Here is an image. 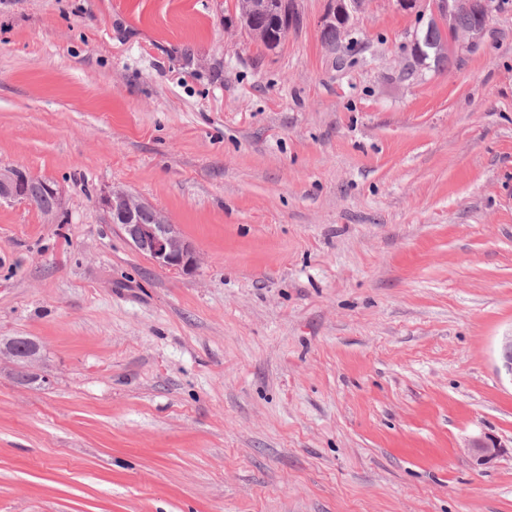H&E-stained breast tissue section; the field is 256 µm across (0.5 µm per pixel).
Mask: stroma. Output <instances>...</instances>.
Returning <instances> with one entry per match:
<instances>
[{
	"instance_id": "1",
	"label": "stroma",
	"mask_w": 512,
	"mask_h": 512,
	"mask_svg": "<svg viewBox=\"0 0 512 512\" xmlns=\"http://www.w3.org/2000/svg\"><path fill=\"white\" fill-rule=\"evenodd\" d=\"M235 3L0 0V166L63 198L0 204V336L43 354L0 369V512H512V0L411 74L398 0L351 61L326 0L273 51ZM99 204L107 213L110 224L120 229L134 250L148 256L158 267L179 269L184 273L197 269V253L176 225L151 203L123 188L113 187L99 198ZM142 212H149L152 220L148 213ZM140 213L143 224L139 221ZM40 350L39 343L31 338L16 336L3 343L0 340V362L4 358L11 360L17 377L32 381L37 378L33 370L41 359ZM466 448L472 462L482 466L501 455L505 447L494 437L484 435L470 439Z\"/></svg>"
}]
</instances>
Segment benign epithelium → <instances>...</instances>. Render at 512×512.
I'll list each match as a JSON object with an SVG mask.
<instances>
[{"mask_svg":"<svg viewBox=\"0 0 512 512\" xmlns=\"http://www.w3.org/2000/svg\"><path fill=\"white\" fill-rule=\"evenodd\" d=\"M366 0H327L320 17L319 27L329 26L336 16L345 19L346 29H351L354 14L360 11ZM251 13L267 14L272 11H289L288 0H249ZM493 11L492 0H428L426 9L419 11L421 22L429 28L439 30L436 49L451 55L475 44L484 34ZM463 17L471 18L467 25L460 24ZM37 191L62 199L59 188L47 180H38L20 167L0 168V201L33 202L32 186ZM99 204L107 213L109 222L117 226L125 240L137 252L148 256L160 268L179 269L184 273L194 272L199 263L197 253L184 240L176 225L146 200L133 193L114 187L99 198ZM148 212L151 223L139 221V214ZM41 347L31 338L16 336L0 342V361L9 359L19 378L32 381L37 378L34 367L40 361ZM504 446L491 436H479L469 440L467 453L478 466L497 458Z\"/></svg>","mask_w":512,"mask_h":512,"instance_id":"1","label":"benign epithelium"}]
</instances>
